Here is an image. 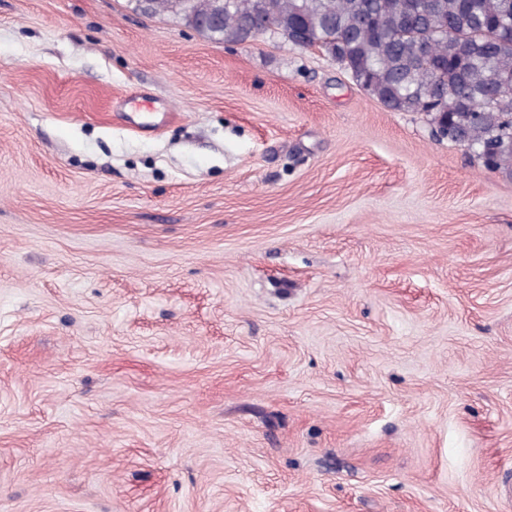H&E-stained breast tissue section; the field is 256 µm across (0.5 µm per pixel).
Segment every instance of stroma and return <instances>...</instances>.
<instances>
[{
    "mask_svg": "<svg viewBox=\"0 0 512 512\" xmlns=\"http://www.w3.org/2000/svg\"><path fill=\"white\" fill-rule=\"evenodd\" d=\"M512 177L267 33L0 0V512H512Z\"/></svg>",
    "mask_w": 512,
    "mask_h": 512,
    "instance_id": "1",
    "label": "stroma"
}]
</instances>
